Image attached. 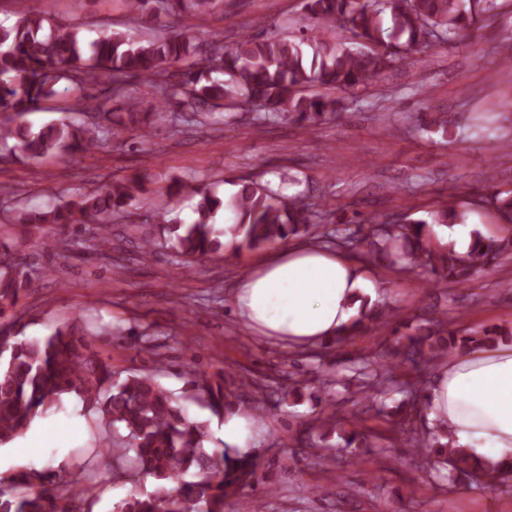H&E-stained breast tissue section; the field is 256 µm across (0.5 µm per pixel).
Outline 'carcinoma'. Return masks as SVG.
I'll use <instances>...</instances> for the list:
<instances>
[{"label":"carcinoma","mask_w":512,"mask_h":512,"mask_svg":"<svg viewBox=\"0 0 512 512\" xmlns=\"http://www.w3.org/2000/svg\"><path fill=\"white\" fill-rule=\"evenodd\" d=\"M137 19L190 14L202 19L223 0H122ZM495 0H304L314 20L311 34L293 40L277 36L256 39L243 34L228 49L205 50L177 29L150 39L124 32L106 33L87 41L82 24L61 26L37 7L17 3L16 20L0 24V145L15 157L37 162L58 153H87L107 135L114 134L115 114L103 122L76 125L65 112L55 122L33 131L17 118L40 103L58 96L80 100L84 86H98L102 74L109 84L101 92L137 106L127 94L138 79H155L161 90L158 119L175 129L184 126H224L235 119L234 110L252 106L259 124L293 120L301 124L333 116L342 107L336 93L366 90L422 44L439 36L450 40L475 27L494 9ZM342 28L348 36L331 43L326 35ZM66 80L69 85L58 90ZM237 191L220 198L212 187H192L178 180L167 193L196 198L193 216L186 223L163 211L157 223L138 228L143 260L167 249L185 267L212 254L229 257L244 249H258L289 238L314 233L348 248L363 264L389 266L434 276L431 286H461L479 271L500 264L512 255V193H492L491 205L500 221L501 235L486 237L476 231L470 249L460 256L451 249L431 247L432 226L462 224L464 210L448 189V205L430 213V220L401 219L375 222L367 230L339 224L319 231L326 204L298 199L285 205L281 195L253 180L237 183ZM143 189V178L107 182L73 203L21 208L12 223L24 229L44 224H93L100 242L111 244L112 223L131 206ZM224 209L231 219L225 230L214 224ZM233 241L224 244L225 233ZM28 282L24 264L7 244L0 245V316L23 296ZM399 333L391 310L384 304L363 302L343 336L344 343L369 329L385 333L383 357L392 366L362 364L358 394L374 401L402 391L392 367L426 368L458 352L496 345L490 333L451 327L446 319L407 323ZM188 399L221 414L234 406L224 391V379L214 380L187 367ZM73 397L98 415L104 427L124 435L105 433L90 464L61 479L48 470L22 472L0 487V512H83L82 503L93 489L94 471L110 469L125 481L142 475L156 480L151 491H134L114 512H224V501L241 491L255 476L256 466L246 458L230 460L218 448H204L206 424L189 419L180 397L153 375L132 373L119 379L98 356L90 334L77 322L62 324L42 338H21L13 326L0 325V445L22 435L39 414L58 411ZM425 402L419 390L405 391L389 415L393 429L410 427L416 447L434 455L452 480L478 482L490 491L512 476V464L494 469L446 442L448 431L415 421L422 419ZM192 474L193 481L184 476Z\"/></svg>","instance_id":"cac0c4a2"}]
</instances>
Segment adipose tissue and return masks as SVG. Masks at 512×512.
I'll use <instances>...</instances> for the list:
<instances>
[{
	"label": "adipose tissue",
	"instance_id": "ef3b65f1",
	"mask_svg": "<svg viewBox=\"0 0 512 512\" xmlns=\"http://www.w3.org/2000/svg\"><path fill=\"white\" fill-rule=\"evenodd\" d=\"M368 294L363 273L342 256L286 245L239 279L234 306L255 333L308 345L336 336ZM427 400L456 447L490 464L512 458V345L450 358Z\"/></svg>",
	"mask_w": 512,
	"mask_h": 512
}]
</instances>
